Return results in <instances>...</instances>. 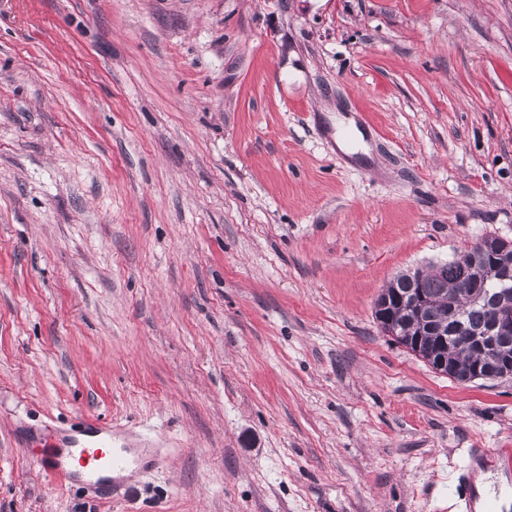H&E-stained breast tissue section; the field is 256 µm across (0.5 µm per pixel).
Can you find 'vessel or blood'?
<instances>
[{"label": "vessel or blood", "instance_id": "vessel-or-blood-1", "mask_svg": "<svg viewBox=\"0 0 512 512\" xmlns=\"http://www.w3.org/2000/svg\"><path fill=\"white\" fill-rule=\"evenodd\" d=\"M96 432L95 441L79 445L69 457H61L52 449L45 451L40 457L41 466L63 481L90 486L107 484V475L111 472L121 474L155 466V459L146 458L141 449L112 447L111 427L100 426Z\"/></svg>", "mask_w": 512, "mask_h": 512}]
</instances>
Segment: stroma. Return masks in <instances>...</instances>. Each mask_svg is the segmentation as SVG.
<instances>
[{
  "instance_id": "obj_1",
  "label": "stroma",
  "mask_w": 512,
  "mask_h": 512,
  "mask_svg": "<svg viewBox=\"0 0 512 512\" xmlns=\"http://www.w3.org/2000/svg\"><path fill=\"white\" fill-rule=\"evenodd\" d=\"M488 234L512 0H0V512H459L470 448L512 486V378L374 315ZM95 424L160 457L123 498L38 461Z\"/></svg>"
}]
</instances>
